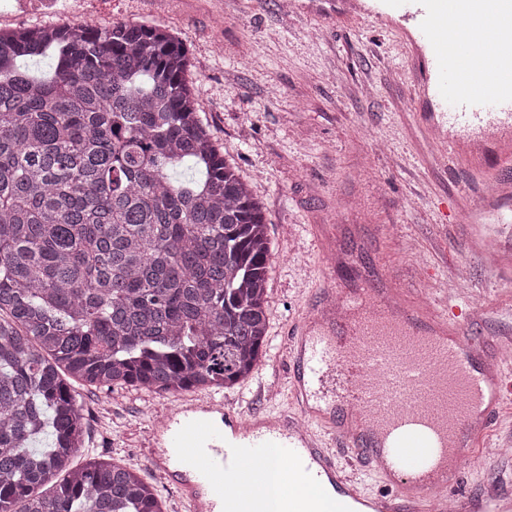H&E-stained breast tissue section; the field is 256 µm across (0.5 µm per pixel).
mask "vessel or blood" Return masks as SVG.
<instances>
[{"label": "vessel or blood", "mask_w": 512, "mask_h": 512, "mask_svg": "<svg viewBox=\"0 0 512 512\" xmlns=\"http://www.w3.org/2000/svg\"><path fill=\"white\" fill-rule=\"evenodd\" d=\"M377 20L413 53L421 119L449 161L488 188L460 195V224L484 252L512 223V0H385ZM418 303L401 283L367 282L340 302L334 284L297 324L288 406L267 415L211 398L171 408L151 460L188 512H266L265 468L286 469L277 512H512V493L449 489L504 401L507 340ZM446 331L447 347L426 338ZM268 448L279 456L265 459Z\"/></svg>", "instance_id": "obj_1"}]
</instances>
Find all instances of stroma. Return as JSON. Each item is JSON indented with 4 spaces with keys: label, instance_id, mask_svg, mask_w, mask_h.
I'll return each mask as SVG.
<instances>
[{
    "label": "stroma",
    "instance_id": "35a3bbf8",
    "mask_svg": "<svg viewBox=\"0 0 512 512\" xmlns=\"http://www.w3.org/2000/svg\"><path fill=\"white\" fill-rule=\"evenodd\" d=\"M11 0L12 29L78 17L159 25L188 50L201 122L264 204L271 256L269 340L246 381L224 389L261 413L287 405L290 330L324 281L356 288L381 267L419 301L450 296L486 311L477 331L512 336V276L494 279L468 251V226L448 210L467 174L442 161L413 99L405 45L338 0ZM271 388L269 396L259 385ZM77 391L85 417L75 466L100 457L134 469L180 512L175 487L151 466L153 419L173 395L132 388ZM512 479V457L471 460L459 484Z\"/></svg>",
    "mask_w": 512,
    "mask_h": 512
}]
</instances>
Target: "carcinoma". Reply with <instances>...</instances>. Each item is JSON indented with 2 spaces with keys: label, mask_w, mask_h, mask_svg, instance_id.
Returning a JSON list of instances; mask_svg holds the SVG:
<instances>
[{
  "label": "carcinoma",
  "mask_w": 512,
  "mask_h": 512,
  "mask_svg": "<svg viewBox=\"0 0 512 512\" xmlns=\"http://www.w3.org/2000/svg\"><path fill=\"white\" fill-rule=\"evenodd\" d=\"M189 67L158 25L0 32V512H164L138 472L72 466L65 375L219 390L267 346L264 204L201 123Z\"/></svg>",
  "instance_id": "obj_1"
}]
</instances>
